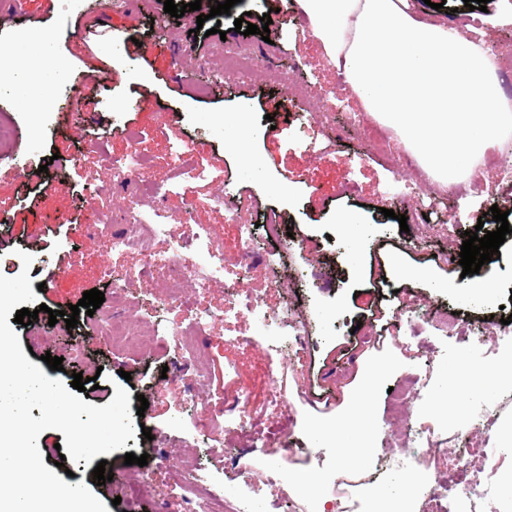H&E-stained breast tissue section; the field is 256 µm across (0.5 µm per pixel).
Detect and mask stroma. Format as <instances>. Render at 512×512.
Returning a JSON list of instances; mask_svg holds the SVG:
<instances>
[{
	"label": "stroma",
	"mask_w": 512,
	"mask_h": 512,
	"mask_svg": "<svg viewBox=\"0 0 512 512\" xmlns=\"http://www.w3.org/2000/svg\"><path fill=\"white\" fill-rule=\"evenodd\" d=\"M270 15L268 39L234 32L244 13ZM164 18L157 26L156 18ZM111 26L117 47L104 53L91 38L100 26ZM311 21L300 5L277 9L273 0H239L220 19H208L194 29L186 18L165 16L162 0H132L127 13H107L105 0H33L31 15L0 22V44L12 45L17 33L45 31L52 36L53 53L67 72L66 88L44 126H33L27 102L0 95V119L12 122L11 140L0 143V271L14 277L27 272L32 284L43 285L36 301L46 304L31 325L13 324L22 349L32 350V363L41 355L65 359L56 379L71 384L73 372L96 378L98 389L88 401L106 405L115 383L129 392L130 409L140 399L149 407L143 423L150 436L135 434L124 448L107 454L115 482L97 485L93 464L65 461L57 476L69 485L84 484L108 506V512H181L183 491L173 479L177 456H193L207 485L233 488L245 472L269 459L283 470L274 488L259 486L258 501L277 503L276 512H310L303 475L321 478V493L330 502L373 500L383 488L374 473L382 455L405 456L408 446L390 423L391 387L402 376L431 372L433 382L445 376L451 359L475 355L470 337L442 340L431 330L411 338L399 311L424 305L449 307L476 326L495 328L498 317L512 315V236L500 255L487 263L495 279L492 301L462 304L450 291L463 271L458 244L476 226L495 231L490 207L506 211L512 223V137L495 151L508 158L506 170L484 171L482 195L465 199L460 189L431 185L418 165L408 163V151L391 136L394 158L406 159L399 175H392L374 154L373 136L384 126L365 111L349 84L340 83L336 65L311 37ZM149 46L148 55L129 56L128 39ZM179 41L181 53L170 57L167 47ZM239 48L260 64L289 73L297 86L293 96L270 88L259 77L212 79L211 58L222 46ZM161 102L158 112L140 111L141 100ZM245 111L250 117L248 141L264 162L267 184L241 180L239 153L224 145V116ZM142 130L137 146H130L128 129ZM319 149H312L311 140ZM191 148L204 170L189 193H182L184 148ZM149 157L152 166L128 180L116 177L114 165L129 150ZM162 191L134 197L139 179ZM234 199L242 209L234 218L226 204ZM97 202L107 227L95 232L90 202ZM431 210L430 229L411 225L401 231L398 215H411L416 206ZM394 217H387V210ZM148 222L164 225L156 246L170 242L187 248L198 245L199 232L234 258L243 243L239 226L254 225L249 245L255 256L246 276L227 266L221 282L201 290L186 288L183 306L171 305L155 277L134 289L133 326L150 328L154 339L142 353L112 348L98 336L99 317L79 315L76 327L65 321L49 324L48 310H64L78 303L85 291L98 289L108 297L111 281L140 265L137 253L111 250L112 238L123 236L130 211ZM352 214L370 227L358 265H351L346 236L334 219ZM289 227L298 246L289 259L279 257L280 244L263 225L266 217ZM33 258L30 269L17 264L18 252ZM423 270L424 278L404 276L405 268ZM292 291L271 287L272 273ZM239 285L261 299L279 322H288L294 302L310 310L308 341L303 348L280 352L255 339L257 320L244 304L233 303L225 289ZM235 309L213 323L203 336L185 337L182 348L166 349L165 342L195 312ZM210 361L206 385L190 381L178 365L196 354ZM388 370L372 390L371 437L367 465L340 472L334 453L315 445L316 426L344 414L351 394L366 383L377 364ZM130 381H122V372ZM278 388L284 404L272 409L271 388ZM243 404L242 422L227 421L224 405ZM208 407L210 428H201L198 412ZM418 423L435 428L450 448L484 447L474 464L490 462L497 472L512 471V447H503L499 426L512 419V386L494 398H467L461 417L453 419L433 410L428 395L415 403ZM488 430L491 441L481 444L477 427ZM147 455L146 466L128 465L125 454ZM440 477L450 495L426 499L420 486ZM467 476L457 467L424 459L411 476L409 496L413 512H464L453 493Z\"/></svg>",
	"instance_id": "1"
}]
</instances>
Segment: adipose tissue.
I'll return each mask as SVG.
<instances>
[{
	"label": "adipose tissue",
	"instance_id": "adipose-tissue-1",
	"mask_svg": "<svg viewBox=\"0 0 512 512\" xmlns=\"http://www.w3.org/2000/svg\"><path fill=\"white\" fill-rule=\"evenodd\" d=\"M311 18V34L331 61L344 64L348 83L363 107L393 129L420 168L449 188L467 183L484 152L512 135V113L502 105L495 58L482 43L422 24L407 11V0H300ZM49 41L38 51L14 50L0 64V93L17 95L59 82L62 71L45 66ZM452 368L434 401L461 411L474 389L494 396L512 384V360L492 374L473 375L471 385ZM370 389L354 393L340 422L315 429L317 447L331 449L339 468L366 462L372 450L366 425Z\"/></svg>",
	"mask_w": 512,
	"mask_h": 512
}]
</instances>
